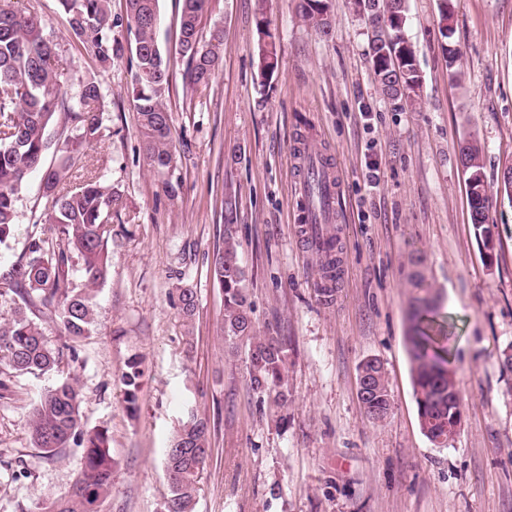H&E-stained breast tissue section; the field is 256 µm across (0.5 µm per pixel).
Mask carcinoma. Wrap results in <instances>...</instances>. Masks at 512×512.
<instances>
[{
    "label": "carcinoma",
    "instance_id": "obj_1",
    "mask_svg": "<svg viewBox=\"0 0 512 512\" xmlns=\"http://www.w3.org/2000/svg\"><path fill=\"white\" fill-rule=\"evenodd\" d=\"M112 0H58L67 15L72 34L91 52L97 68L106 70L112 60L130 53L131 99L138 114V134L144 159L159 174L172 171L175 151L171 137V114L165 105L172 74L158 38L159 0H126L125 15L112 17ZM180 15L176 41L186 63L185 89L192 93L212 81L220 60L223 37L211 35L208 48L200 46L203 18L209 0H179ZM357 12L370 28L369 48L379 88L387 98L413 105L421 78L414 47L407 41L406 0H354ZM326 0H299L298 14L322 34L329 32ZM125 27L124 42L112 36L115 27ZM259 75L266 82L278 66L276 37L270 28L265 0L255 12ZM56 43L41 21L19 8L16 0H0V127L11 130L0 142V241L17 224L16 201L26 177L42 172V189L51 206L44 223L52 225V236H31L25 258L10 274V291L23 305L11 318L0 321V373L44 374L54 369L72 345L54 348L43 328L28 313L38 306H52L65 335L73 340L89 334L93 309L87 288L106 281L111 260L112 209L118 197L97 180H85L72 190L62 191L71 160L104 137V101L98 81L87 77L78 104H69L62 92ZM71 122L70 135L63 141L50 137L57 114ZM57 161L48 165V153ZM461 153L471 162V171L481 172L482 148L467 140ZM80 266L87 287L76 288L74 266ZM214 277L224 289V338L245 346L250 387L277 404L287 401V370L283 344L276 336H258L254 331L244 289L245 272L240 265L231 230H225L224 250L214 265ZM411 286L421 292L415 298L413 335L410 337L412 367L421 425L438 437L448 431V420L461 407L460 399L448 398L451 371L447 325L433 316L431 285L416 272ZM175 304L183 318L196 310L192 288H175ZM123 381L130 400L136 399L140 364L127 365ZM368 418H380L390 409L389 394L364 401ZM32 437L42 454L52 456L69 444L84 448V465L73 491L56 500L49 512H93L98 498L112 482L114 461L103 431L84 429L81 396L75 386L62 382L40 395L31 416ZM209 456L208 423L189 417L177 430L166 450L165 470L169 495L163 512H194L201 472Z\"/></svg>",
    "mask_w": 512,
    "mask_h": 512
}]
</instances>
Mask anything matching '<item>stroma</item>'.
<instances>
[{
	"instance_id": "stroma-1",
	"label": "stroma",
	"mask_w": 512,
	"mask_h": 512,
	"mask_svg": "<svg viewBox=\"0 0 512 512\" xmlns=\"http://www.w3.org/2000/svg\"><path fill=\"white\" fill-rule=\"evenodd\" d=\"M298 0H267L278 69L258 71L255 0H211L204 34L223 33L222 60L207 89L185 94L176 49L178 0H159V41L170 58L178 196L144 162L131 68L121 56L96 70L72 38L58 0H20L57 44L68 101L95 75L105 136L86 149L67 186L93 175L122 201L112 213L111 270L90 292L94 328L44 375L14 374L0 386V512H47L77 481L83 450L50 458L30 428L40 395L68 379L86 428L105 431L115 462L95 512H161L169 493L165 454L188 411L210 426L195 512H512V200L501 175L512 166V0H408L405 34L421 75L416 107H399L377 85L367 27L350 0H329L330 31L300 21ZM458 52L449 72L444 45ZM264 108H256L258 98ZM483 147L492 191V239L470 218L459 147ZM306 140L340 175L336 221L341 275L331 303L317 297L319 265L300 233L301 196L292 162ZM380 184L369 188L368 165ZM236 210L226 216L224 199ZM40 173L16 202L17 222L0 243V316L19 298L12 264L27 252L46 212ZM232 227L257 334L279 336L288 404L248 382L244 349L224 338V291L214 264ZM431 285L456 336L454 381L463 421L440 447L423 433L411 378L408 334L414 272ZM193 288L185 320L169 294ZM386 368L391 409L368 419L357 395L363 360ZM139 361L128 401L122 374Z\"/></svg>"
}]
</instances>
